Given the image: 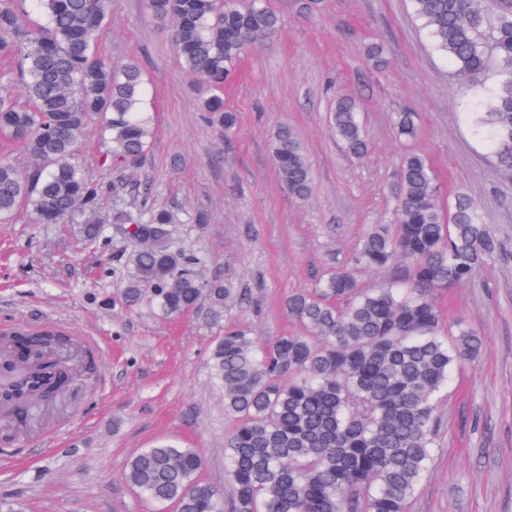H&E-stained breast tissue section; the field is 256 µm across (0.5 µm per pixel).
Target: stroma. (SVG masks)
<instances>
[{
	"label": "stroma",
	"mask_w": 512,
	"mask_h": 512,
	"mask_svg": "<svg viewBox=\"0 0 512 512\" xmlns=\"http://www.w3.org/2000/svg\"><path fill=\"white\" fill-rule=\"evenodd\" d=\"M277 38L236 67L224 107L231 137L208 122L195 79L180 66L169 31L144 0H116L101 52L135 59L153 93L156 124L133 174L159 207H183L205 223L176 225L174 243L204 255L206 277L237 282L258 309L256 336L296 330L282 307L346 262L367 225L390 219L399 163L414 151L431 164L443 200L468 195L505 252L469 282L438 294L445 331L470 323L484 350L456 369L439 409L435 460L411 512H512V177L504 176L468 119L466 96L433 53L410 0H270ZM379 43L388 63L368 60ZM354 97L369 144L350 157L329 126L336 97ZM417 134L398 138L397 113ZM299 135L310 163L309 199L288 195L270 143L279 126ZM104 240L80 249L77 224H36L20 212L0 224V328L51 323L90 338L99 375L78 387L74 408L40 409L29 431L0 443V512H158L122 473L141 448L167 441L197 449L203 481L226 483L224 394L208 352L223 324L206 308L166 318L119 300L128 245L103 213Z\"/></svg>",
	"instance_id": "1"
}]
</instances>
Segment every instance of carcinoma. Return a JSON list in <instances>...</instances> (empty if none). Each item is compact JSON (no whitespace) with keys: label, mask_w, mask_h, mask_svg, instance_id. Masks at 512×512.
I'll return each mask as SVG.
<instances>
[{"label":"carcinoma","mask_w":512,"mask_h":512,"mask_svg":"<svg viewBox=\"0 0 512 512\" xmlns=\"http://www.w3.org/2000/svg\"><path fill=\"white\" fill-rule=\"evenodd\" d=\"M436 52L468 92L495 84L469 113L475 135L501 169L512 173V0H411ZM115 0H0V138L21 145L32 166L19 169L0 154V223L19 208L37 224H81L84 241L103 233L99 213L112 178L91 180L77 164L88 127L98 123L110 164L142 166L154 117L138 63L115 66L99 40ZM171 28L182 67L195 77L201 111L217 115L229 136L235 113L224 110V84L251 47L275 38L280 14L268 0H145ZM25 103L11 94L13 81ZM336 139L352 156L368 152L352 97L331 112ZM395 128L412 138V113ZM280 181L307 199L312 169L298 134L280 127L272 143ZM129 200L112 208V223L130 254L120 300L137 307L151 299L166 316L203 305L218 322L252 310L249 291L229 280L206 279L205 259L170 242L178 211L156 206L141 184H126ZM502 254L499 239L470 198L444 207L433 169L422 155L401 161L394 223L372 224L349 261L317 288L293 292L283 307L303 331L262 342L242 318L224 327L209 350L211 378L224 391L234 426L224 437L228 491L203 482L194 448L161 443L129 460L123 481L149 502L175 512H410L436 448L438 408L455 367L477 358V330L458 324L444 334L439 290L459 286ZM393 266L396 276L363 288L357 268ZM31 354L32 381L3 393L0 417L22 426L33 402L57 399L96 373L92 352L79 353L83 373L56 377L49 350H73L61 330L11 331Z\"/></svg>","instance_id":"cac0c4a2"}]
</instances>
